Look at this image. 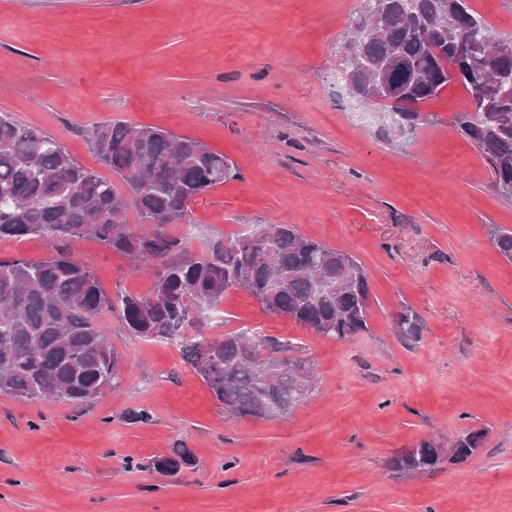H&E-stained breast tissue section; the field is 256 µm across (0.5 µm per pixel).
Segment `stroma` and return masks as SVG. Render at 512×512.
I'll return each mask as SVG.
<instances>
[{"label": "stroma", "instance_id": "obj_1", "mask_svg": "<svg viewBox=\"0 0 512 512\" xmlns=\"http://www.w3.org/2000/svg\"><path fill=\"white\" fill-rule=\"evenodd\" d=\"M360 0H0V113L57 138L98 175L89 132L154 126L224 154L238 178L189 206L192 253L253 225L290 224L354 256L367 331L340 343L241 289L206 334L287 343L316 391L285 418L225 410L177 346L100 323L119 389L71 406L0 395V512H512V263L491 241L512 200L454 123L464 89L420 104L431 123L384 141L387 110L340 80ZM108 294L152 278L94 238L71 245ZM411 308L418 339L396 335ZM145 408L151 419L130 420ZM482 429L481 448L411 476L391 465L426 437ZM194 468L148 469L171 449Z\"/></svg>", "mask_w": 512, "mask_h": 512}]
</instances>
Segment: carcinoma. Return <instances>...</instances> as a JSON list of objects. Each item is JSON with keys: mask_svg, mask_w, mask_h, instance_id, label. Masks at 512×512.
<instances>
[{"mask_svg": "<svg viewBox=\"0 0 512 512\" xmlns=\"http://www.w3.org/2000/svg\"><path fill=\"white\" fill-rule=\"evenodd\" d=\"M406 15L400 0H380L379 12L357 9L351 40L360 65L346 58L342 71L360 100L392 110L402 129L390 126V143L419 125L416 105L437 98L452 82L471 95L472 111L455 124L486 159L492 187L512 198V39L482 41L495 29L468 0H414ZM464 34L475 42L467 60L455 58ZM95 153L121 187L84 168L55 137L0 113V242L46 239L54 251L38 261L0 258V395L25 401L52 398L82 406L121 384L119 356L99 324L113 300L89 267L59 241L96 238L116 252L157 261L153 293L118 294L123 327L130 336L178 342L185 361L214 398L235 416L280 418L310 392L302 361L274 377L263 368L261 340L245 332L212 338L216 353L198 363L201 336L183 335L195 311L213 308L230 289H242L272 315L287 317L318 336L347 342L368 329V275L350 254L306 238L288 224L244 231L209 241L194 255L188 238L167 231L186 221L189 204L213 187L238 177L223 154L204 143L156 127L112 122L90 131ZM145 229H127L129 210ZM493 244L512 262V230L493 227ZM170 299L155 302V292ZM399 336L416 339L418 317L397 314ZM485 431L470 430L451 450L426 438L392 461L394 469L426 473L445 459L463 462L482 447ZM196 465L186 448H174L148 469L175 475Z\"/></svg>", "mask_w": 512, "mask_h": 512, "instance_id": "1", "label": "carcinoma"}]
</instances>
